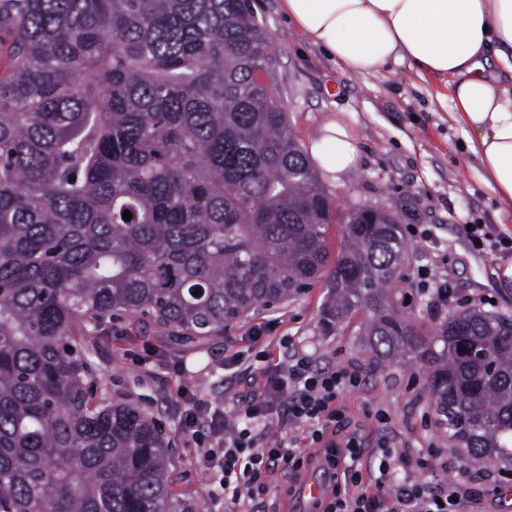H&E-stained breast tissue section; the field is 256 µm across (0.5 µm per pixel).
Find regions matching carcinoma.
Segmentation results:
<instances>
[{
  "instance_id": "obj_1",
  "label": "carcinoma",
  "mask_w": 512,
  "mask_h": 512,
  "mask_svg": "<svg viewBox=\"0 0 512 512\" xmlns=\"http://www.w3.org/2000/svg\"><path fill=\"white\" fill-rule=\"evenodd\" d=\"M247 2L0 0V512H183L162 424L112 402L94 332L122 312L203 341L317 281L324 331L363 315L375 356L421 360L466 459L512 462V319L397 311L398 217L327 206Z\"/></svg>"
}]
</instances>
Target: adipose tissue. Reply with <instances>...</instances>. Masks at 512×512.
Segmentation results:
<instances>
[{
    "label": "adipose tissue",
    "instance_id": "obj_1",
    "mask_svg": "<svg viewBox=\"0 0 512 512\" xmlns=\"http://www.w3.org/2000/svg\"><path fill=\"white\" fill-rule=\"evenodd\" d=\"M286 17L353 74L408 65L446 82L450 117L500 209L512 213V0H282ZM315 158L336 171L358 164L356 141L328 126Z\"/></svg>",
    "mask_w": 512,
    "mask_h": 512
}]
</instances>
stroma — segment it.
I'll return each mask as SVG.
<instances>
[{
    "label": "stroma",
    "instance_id": "stroma-1",
    "mask_svg": "<svg viewBox=\"0 0 512 512\" xmlns=\"http://www.w3.org/2000/svg\"><path fill=\"white\" fill-rule=\"evenodd\" d=\"M249 5L271 39L277 61L274 90L304 149H312L331 122L346 128L358 145L354 169L316 168L334 209L342 213L377 205L391 208L399 218L412 250L394 295L398 311L425 325L463 306L512 317V288L503 287L498 276L512 262V251L477 248L466 233L467 225L482 224L491 239L512 238V215L500 211L466 150L464 129L449 119L451 101L438 100L442 83L420 78L405 65L373 75L349 73L288 21L281 0H249ZM424 267L447 274L454 290L447 306L433 307L422 294L417 271ZM325 298L323 288L306 289L288 304L255 310L227 326L223 336L202 342H175L153 323L126 315L99 326L95 366L108 378L115 401L161 421L174 452L172 489L179 500L190 512L217 510L209 496L213 480L182 446L171 395L185 384L216 404L233 397L243 384L238 370L225 368L224 358L237 350L250 352L254 327L267 324L272 336L292 338L295 349L315 363L333 360L365 376L364 390L346 400L353 419L363 426L366 447H374L378 437L375 411L388 410L401 444L462 460L475 478L481 512H502L512 475L489 480L482 462L466 459L463 449L435 427L421 364L408 357L374 363L358 317L348 328L325 333L320 324ZM150 350L156 360L146 370L137 360Z\"/></svg>",
    "mask_w": 512,
    "mask_h": 512
}]
</instances>
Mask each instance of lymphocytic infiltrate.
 <instances>
[{"mask_svg": "<svg viewBox=\"0 0 512 512\" xmlns=\"http://www.w3.org/2000/svg\"><path fill=\"white\" fill-rule=\"evenodd\" d=\"M229 363L244 370L246 388L231 410L179 386V429L200 469L217 477L231 504H256L319 464L339 475L343 492L331 493L321 512H471L479 495L467 478L442 481L447 457L395 444L389 411H378L379 442L365 451L360 427L343 402L358 390L355 372L327 365L313 368L309 356H284L253 368L242 354ZM287 433L269 434L271 425Z\"/></svg>", "mask_w": 512, "mask_h": 512, "instance_id": "obj_1", "label": "lymphocytic infiltrate"}]
</instances>
